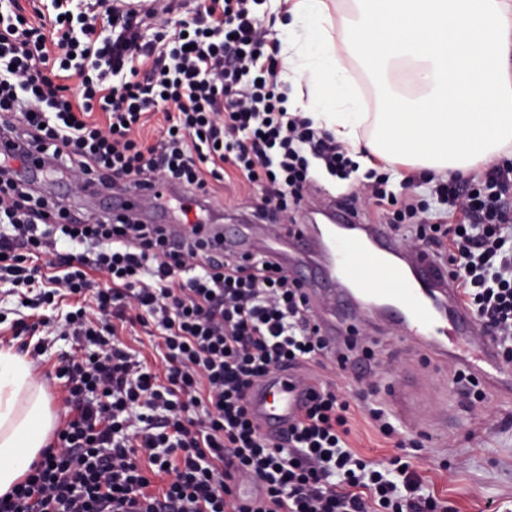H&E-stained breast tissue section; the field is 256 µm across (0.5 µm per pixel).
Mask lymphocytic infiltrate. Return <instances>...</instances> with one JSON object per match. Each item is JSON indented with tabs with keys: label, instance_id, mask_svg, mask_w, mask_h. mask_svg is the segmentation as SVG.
I'll use <instances>...</instances> for the list:
<instances>
[{
	"label": "lymphocytic infiltrate",
	"instance_id": "1",
	"mask_svg": "<svg viewBox=\"0 0 512 512\" xmlns=\"http://www.w3.org/2000/svg\"><path fill=\"white\" fill-rule=\"evenodd\" d=\"M51 7L32 19L20 0H0V133L33 146L47 172L70 174L80 189L174 187L198 203L231 168L258 187L263 214L299 206L317 176L346 181L358 171L330 133L285 109L278 45L252 0H202L175 21L112 0ZM149 21L160 32L147 41ZM150 111L164 120L153 142L140 134ZM11 162L0 153V223L13 228L0 235V273L18 288L39 285L31 308L89 294L97 314L81 306L65 317V335L93 347L58 359L72 416L56 447L0 497V512H447L411 461L350 449L355 404L405 446L365 393L349 399L316 385L275 441L254 424L247 398L259 378L323 367L330 351L303 288L275 258L216 251L197 224L173 242L164 225L132 216L80 217ZM367 177L370 204L393 213L388 228L447 262L463 304L512 362V167L438 181L447 209L424 218L388 175ZM452 212L459 222L448 223ZM56 229L82 252L55 253ZM121 324L157 332L164 373L120 347ZM244 477L261 482L260 502L237 501Z\"/></svg>",
	"mask_w": 512,
	"mask_h": 512
}]
</instances>
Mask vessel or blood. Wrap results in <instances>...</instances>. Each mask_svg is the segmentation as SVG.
Returning <instances> with one entry per match:
<instances>
[{
  "label": "vessel or blood",
  "instance_id": "1",
  "mask_svg": "<svg viewBox=\"0 0 512 512\" xmlns=\"http://www.w3.org/2000/svg\"><path fill=\"white\" fill-rule=\"evenodd\" d=\"M121 200L134 209L158 205L160 198L157 189L146 187L123 193ZM212 238L222 250L240 252L251 246L242 224L214 228ZM295 240L317 251L327 263L326 273L302 279L309 301L327 296L335 305L358 301L363 314L391 311L406 341L426 345L438 355L452 348L454 360L467 374L512 397V364L501 358L491 337L480 334L437 259L427 253L404 259L384 225L358 223L350 212L337 215L335 222L322 225L312 236L306 225H299ZM311 386L309 379L294 371L268 374L249 393L254 422L268 435H278L303 412ZM423 399L417 388L404 384L390 391L387 403L402 422L416 426Z\"/></svg>",
  "mask_w": 512,
  "mask_h": 512
}]
</instances>
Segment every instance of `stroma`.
Masks as SVG:
<instances>
[{
    "instance_id": "1",
    "label": "stroma",
    "mask_w": 512,
    "mask_h": 512,
    "mask_svg": "<svg viewBox=\"0 0 512 512\" xmlns=\"http://www.w3.org/2000/svg\"><path fill=\"white\" fill-rule=\"evenodd\" d=\"M381 170L389 174L391 188L399 197H412L424 206H435L432 185L414 178L409 163L385 164ZM249 192V186L243 182L228 184L201 207L176 193L169 196L164 215L143 210L139 219L145 224H174L185 218H198L208 224L256 223L260 226L258 241L262 244L272 237L280 243H290L295 225L311 221L304 211L257 218L246 207ZM21 318L34 322V312L22 306L21 295L10 279L1 278L0 348L17 351L25 342L44 345L42 363L33 375L43 383L58 419L66 420L71 413L65 403V388L61 380L53 378L52 372L60 354H81L85 348L72 337L62 335L57 322L39 328L27 338L14 337L11 326ZM357 329L359 348L351 352V359L359 358L363 346L374 353L373 360L360 371L363 380H356L359 371L352 366L344 372L335 369L325 373V380L347 395L366 392L370 401L379 405L384 404L389 387L404 379L419 381L425 391L427 431L408 433L407 452L420 460L418 472L425 486L456 512H486L491 501L500 512H512V401L502 402L490 395L479 402L469 401L453 382L457 364L400 341L397 327L371 319L358 322ZM349 427L347 441L359 455L371 460L395 455L392 440L378 431L368 415L353 412Z\"/></svg>"
}]
</instances>
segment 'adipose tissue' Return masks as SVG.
<instances>
[{
  "label": "adipose tissue",
  "mask_w": 512,
  "mask_h": 512,
  "mask_svg": "<svg viewBox=\"0 0 512 512\" xmlns=\"http://www.w3.org/2000/svg\"><path fill=\"white\" fill-rule=\"evenodd\" d=\"M337 35L335 0H270L277 15L286 107L331 133L361 163L404 157L444 176L512 153V0H349ZM389 74L409 66L417 91L366 113L351 64ZM375 121L361 141L359 130ZM57 416L30 363L0 349V496L50 444Z\"/></svg>",
  "instance_id": "1"
}]
</instances>
